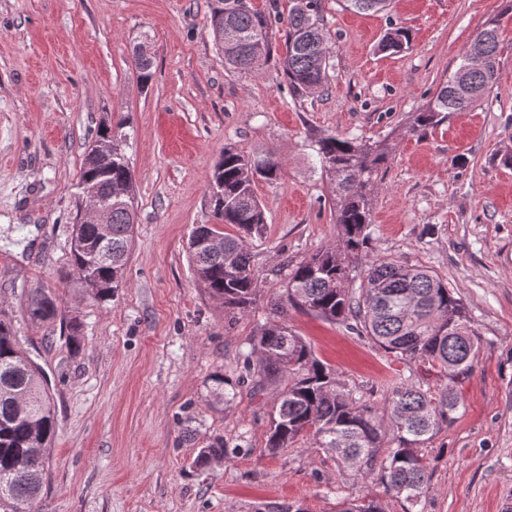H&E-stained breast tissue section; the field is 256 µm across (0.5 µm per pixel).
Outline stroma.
<instances>
[{
	"label": "stroma",
	"instance_id": "stroma-1",
	"mask_svg": "<svg viewBox=\"0 0 512 512\" xmlns=\"http://www.w3.org/2000/svg\"><path fill=\"white\" fill-rule=\"evenodd\" d=\"M207 0H0V318L44 378L56 433L39 512H253L262 503L336 512L380 502L385 512H507L512 507V0H392L356 12L324 0L330 83L297 98L283 77L285 29L255 75L225 69L206 33ZM499 22V72L489 96L423 134L414 112L456 70L477 31ZM408 49L382 51L394 28ZM153 77L141 85L139 45ZM128 121L116 144L136 195L135 247L112 298L97 303L68 267L76 184L99 126ZM388 140L375 178L371 255L436 273L479 335L461 405L423 447L433 462L420 507L340 468L311 437L267 448L281 390L243 384L249 339L283 292L287 266L337 240L334 183L316 159L326 134ZM274 153L285 170L254 189L267 224L249 247L259 300L236 320L196 282L187 241L213 223L208 183L226 147ZM77 318L30 319L34 289ZM285 321L331 367L382 405L402 378L443 384L340 323L288 309ZM221 372L236 397L212 394ZM215 436L229 458L197 468Z\"/></svg>",
	"mask_w": 512,
	"mask_h": 512
}]
</instances>
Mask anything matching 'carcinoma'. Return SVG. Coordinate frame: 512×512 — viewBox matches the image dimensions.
I'll return each instance as SVG.
<instances>
[{"label":"carcinoma","instance_id":"1","mask_svg":"<svg viewBox=\"0 0 512 512\" xmlns=\"http://www.w3.org/2000/svg\"><path fill=\"white\" fill-rule=\"evenodd\" d=\"M349 7L381 12L389 0H346ZM286 24L282 71L288 88L302 97L327 85L330 51L324 30L323 0H291L288 16L264 13L252 0H208V34L224 65L239 74L255 72L271 55V32ZM411 44L409 32L397 28L382 41L384 51L399 52ZM498 22L477 32L458 69L410 120L421 133L474 106L491 91L497 73ZM142 85L152 78L151 58L135 53ZM386 141L327 134L317 140L321 167L335 183L336 244L299 262L286 275L275 314L257 328L244 358L245 378L254 395L282 383L270 414L267 448L277 454L298 437L312 436L316 447L332 454L364 478L384 485L397 499L417 503L430 489L433 465L420 448L453 419L460 406L457 384L474 371L478 335L465 306L434 272L367 255L370 201L374 176L387 162ZM284 163L273 155L250 156L224 147L213 165L209 184L215 224L192 229L188 253L195 278L234 318L257 301L258 277L249 239L262 235L265 212L254 192L257 179H281ZM102 191L118 183L133 188L125 156L89 149L79 183ZM111 224H73L69 273L93 300L104 302L120 287L121 274L134 242L135 198L108 201ZM234 228L226 233L219 225ZM201 231L221 237L224 247L197 250ZM362 263L358 287L348 285L349 267ZM305 309L327 321L343 323L394 357L437 370L447 383L436 393L412 383L394 387L381 408L354 395L336 373L294 334L280 315L288 307ZM27 314L41 321L58 317L53 296L35 290ZM55 434V415L38 369L18 347L14 326L0 320V512H34L43 484L44 464ZM227 455L224 439L215 437L201 449L196 466Z\"/></svg>","mask_w":512,"mask_h":512}]
</instances>
